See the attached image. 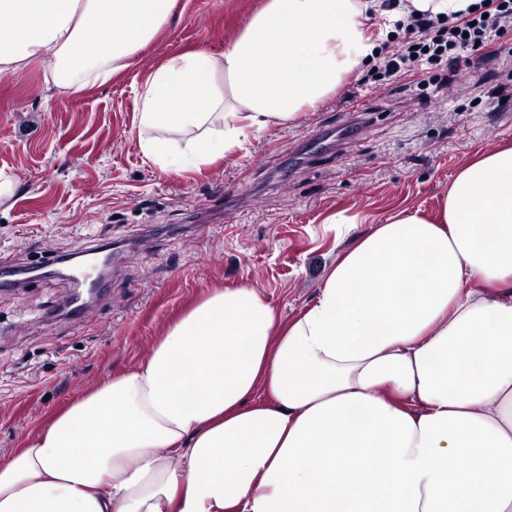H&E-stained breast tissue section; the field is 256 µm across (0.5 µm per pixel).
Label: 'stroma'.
Wrapping results in <instances>:
<instances>
[{"label":"stroma","instance_id":"1","mask_svg":"<svg viewBox=\"0 0 512 512\" xmlns=\"http://www.w3.org/2000/svg\"><path fill=\"white\" fill-rule=\"evenodd\" d=\"M265 0H180L181 16L105 85L65 94L42 70L0 73V266L48 274L0 288V458L52 414L144 355L211 288L257 286L283 318L313 302L326 267L367 224L401 207L439 208L458 171L512 143V22L450 67L379 73L360 65L293 122L249 134L198 170L147 162L132 130L135 92L163 54L224 49ZM111 250L80 321L49 319L74 285L63 256Z\"/></svg>","mask_w":512,"mask_h":512}]
</instances>
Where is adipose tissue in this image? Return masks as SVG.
<instances>
[{
  "label": "adipose tissue",
  "instance_id": "adipose-tissue-1",
  "mask_svg": "<svg viewBox=\"0 0 512 512\" xmlns=\"http://www.w3.org/2000/svg\"><path fill=\"white\" fill-rule=\"evenodd\" d=\"M178 6L0 0V73L106 84ZM369 9L266 0L222 52L167 56L142 155L198 168L316 109L399 16ZM0 512H512V145L357 237L293 318L250 285L202 295L0 460Z\"/></svg>",
  "mask_w": 512,
  "mask_h": 512
}]
</instances>
